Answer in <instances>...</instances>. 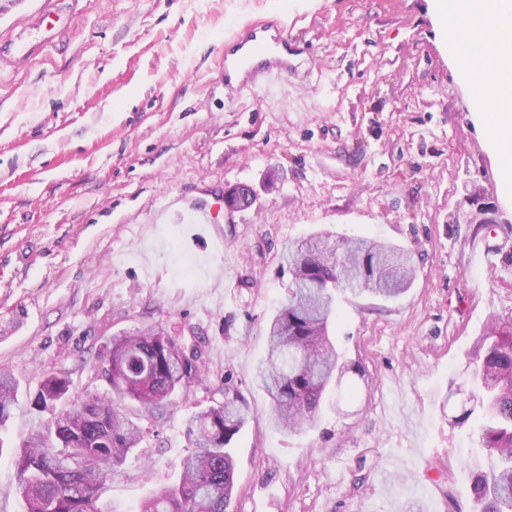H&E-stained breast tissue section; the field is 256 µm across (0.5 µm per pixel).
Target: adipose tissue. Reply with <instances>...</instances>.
Masks as SVG:
<instances>
[{"label": "adipose tissue", "mask_w": 512, "mask_h": 512, "mask_svg": "<svg viewBox=\"0 0 512 512\" xmlns=\"http://www.w3.org/2000/svg\"><path fill=\"white\" fill-rule=\"evenodd\" d=\"M465 5L471 29L448 38V51L465 65L490 148L512 152V0H438L443 15Z\"/></svg>", "instance_id": "adipose-tissue-1"}]
</instances>
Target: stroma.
I'll return each instance as SVG.
<instances>
[{"label":"stroma","instance_id":"stroma-1","mask_svg":"<svg viewBox=\"0 0 512 512\" xmlns=\"http://www.w3.org/2000/svg\"><path fill=\"white\" fill-rule=\"evenodd\" d=\"M272 16L312 53L225 111L224 37ZM447 32L435 0H0V368L19 382L0 512L25 509L12 449L67 408L36 404L41 381L106 394L112 337L151 325L203 378L107 481L117 512L178 481L186 420L228 388L249 407L230 512L468 506L475 425L452 418L477 338L512 321V204ZM206 185L252 203L203 228ZM315 232L397 244L417 270L397 299L339 297L329 334L359 370L342 412L287 433L255 372L288 300L282 250Z\"/></svg>","mask_w":512,"mask_h":512}]
</instances>
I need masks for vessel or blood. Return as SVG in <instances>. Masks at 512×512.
I'll use <instances>...</instances> for the list:
<instances>
[{
  "label": "vessel or blood",
  "mask_w": 512,
  "mask_h": 512,
  "mask_svg": "<svg viewBox=\"0 0 512 512\" xmlns=\"http://www.w3.org/2000/svg\"><path fill=\"white\" fill-rule=\"evenodd\" d=\"M305 41L289 33L278 18L236 28L224 38V94L234 102L242 91H272L296 70Z\"/></svg>",
  "instance_id": "vessel-or-blood-1"
}]
</instances>
